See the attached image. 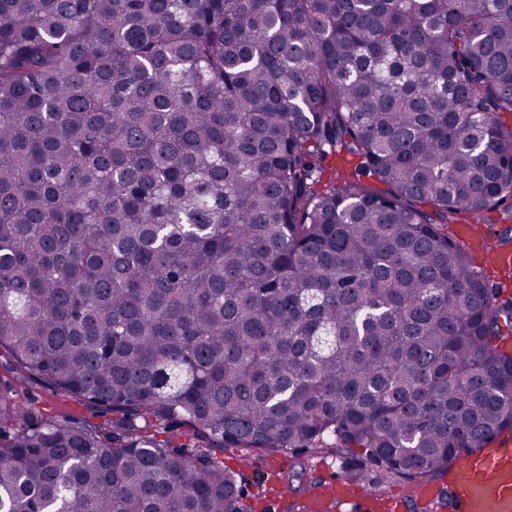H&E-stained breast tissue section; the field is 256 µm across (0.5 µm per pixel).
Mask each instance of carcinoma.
I'll list each match as a JSON object with an SVG mask.
<instances>
[{
	"mask_svg": "<svg viewBox=\"0 0 512 512\" xmlns=\"http://www.w3.org/2000/svg\"><path fill=\"white\" fill-rule=\"evenodd\" d=\"M511 196L512 0H0V353L124 426L1 442L0 512H252L229 448L444 478L512 433L450 233Z\"/></svg>",
	"mask_w": 512,
	"mask_h": 512,
	"instance_id": "carcinoma-1",
	"label": "carcinoma"
}]
</instances>
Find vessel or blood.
<instances>
[{
  "mask_svg": "<svg viewBox=\"0 0 512 512\" xmlns=\"http://www.w3.org/2000/svg\"><path fill=\"white\" fill-rule=\"evenodd\" d=\"M459 237L467 239L473 252L487 256L498 273L512 268V253L491 247L467 224L457 227ZM452 512H512V437H503L487 453H477L461 462L449 475ZM332 501L352 503L355 512H400L401 498L372 496L355 498L349 485L340 483L315 495L312 512H324Z\"/></svg>",
  "mask_w": 512,
  "mask_h": 512,
  "instance_id": "b4317fda",
  "label": "vessel or blood"
}]
</instances>
